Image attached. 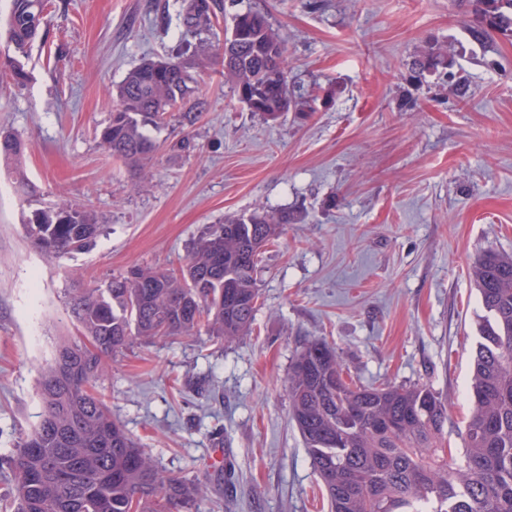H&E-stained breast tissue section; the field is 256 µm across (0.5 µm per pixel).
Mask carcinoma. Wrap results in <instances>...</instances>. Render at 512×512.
I'll return each mask as SVG.
<instances>
[{
	"instance_id": "carcinoma-1",
	"label": "carcinoma",
	"mask_w": 512,
	"mask_h": 512,
	"mask_svg": "<svg viewBox=\"0 0 512 512\" xmlns=\"http://www.w3.org/2000/svg\"><path fill=\"white\" fill-rule=\"evenodd\" d=\"M465 24L471 42L484 46L512 36V0H469ZM216 0H181L186 36L163 61L130 70L113 93L112 120L102 146L130 167L159 150L150 134L167 114L198 120L192 54L206 64L200 39L218 21ZM44 0H11L0 69L23 70L40 28ZM224 78L238 100L267 121L293 99L286 48L268 16L248 9L232 15L220 54ZM436 45L420 50L411 70L420 78L447 72L457 93L468 85ZM21 139L0 132V157L23 152ZM295 218L262 206L206 229L179 269L133 267L103 284L66 289L82 341L62 338L41 371L42 410L35 429L9 456L13 475L0 512H195L202 489L168 473L112 417L98 382L113 355L134 341L150 344L205 331L226 344L255 321L261 250ZM29 245L59 259L90 248L101 232L93 214L71 200L36 209L23 224ZM473 279L486 312L472 362V405L464 452L448 453V398L429 384L365 387L347 379L334 347L306 342L288 377L289 414L299 430L331 512H512V255L489 249L475 259Z\"/></svg>"
}]
</instances>
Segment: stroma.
Masks as SVG:
<instances>
[{"mask_svg":"<svg viewBox=\"0 0 512 512\" xmlns=\"http://www.w3.org/2000/svg\"><path fill=\"white\" fill-rule=\"evenodd\" d=\"M268 13L292 88L313 111L263 119L220 65L198 71L206 109L170 113L146 174L101 146L110 93L183 38L176 0H51L25 79L0 72V456L41 411V369L78 330L75 282L183 261L225 216L256 206L298 216L262 255L251 335L134 343L101 383L113 415L166 470L202 485L198 512H329L289 419L301 346L334 345L359 384L429 383L450 396L463 451L470 368L485 312L471 267L512 254V39L469 43L464 0H238ZM467 76L459 97L410 62L430 43ZM83 203L103 226L87 251L50 260L24 224L34 207Z\"/></svg>","mask_w":512,"mask_h":512,"instance_id":"1","label":"stroma"}]
</instances>
